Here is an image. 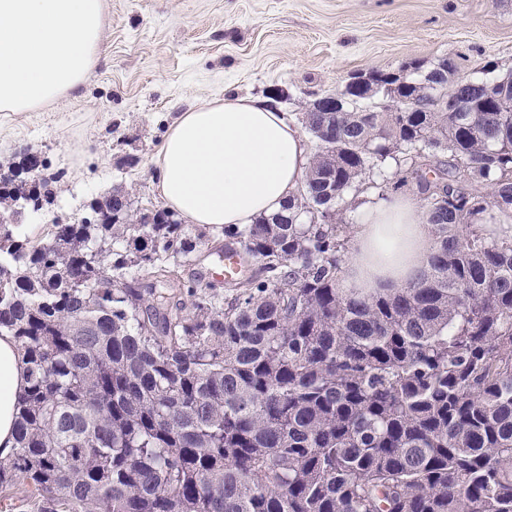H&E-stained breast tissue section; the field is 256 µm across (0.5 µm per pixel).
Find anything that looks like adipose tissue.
<instances>
[{
  "mask_svg": "<svg viewBox=\"0 0 512 512\" xmlns=\"http://www.w3.org/2000/svg\"><path fill=\"white\" fill-rule=\"evenodd\" d=\"M104 0H0V111L30 112L75 92L100 54ZM299 127L271 102L230 95L179 114L155 159L166 208L186 223L248 225L279 212L305 179ZM429 224L407 196L366 206L353 229L342 285L402 288L427 267ZM26 364L0 336V458L15 446Z\"/></svg>",
  "mask_w": 512,
  "mask_h": 512,
  "instance_id": "obj_1",
  "label": "adipose tissue"
}]
</instances>
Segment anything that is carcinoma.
I'll use <instances>...</instances> for the list:
<instances>
[{
	"label": "carcinoma",
	"mask_w": 512,
	"mask_h": 512,
	"mask_svg": "<svg viewBox=\"0 0 512 512\" xmlns=\"http://www.w3.org/2000/svg\"><path fill=\"white\" fill-rule=\"evenodd\" d=\"M446 67L308 104L303 183L216 251L166 209L120 222L129 191L35 242L5 217L55 204L54 180L0 194V334L29 372L0 487L28 486L35 512H512V234L472 220L512 208V73L437 91L503 112L392 111ZM388 160L435 248L363 295L340 285L337 205ZM229 245L258 269L178 276Z\"/></svg>",
	"instance_id": "obj_1"
}]
</instances>
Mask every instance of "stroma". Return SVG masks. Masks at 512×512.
Masks as SVG:
<instances>
[{"label": "stroma", "mask_w": 512, "mask_h": 512, "mask_svg": "<svg viewBox=\"0 0 512 512\" xmlns=\"http://www.w3.org/2000/svg\"><path fill=\"white\" fill-rule=\"evenodd\" d=\"M462 77L512 71V0H105L102 48L86 83L35 112H0V162L26 153L59 175L57 203L28 220L32 239L80 222L113 186L159 208L154 159L190 106L274 88L298 118L360 72Z\"/></svg>", "instance_id": "1"}]
</instances>
